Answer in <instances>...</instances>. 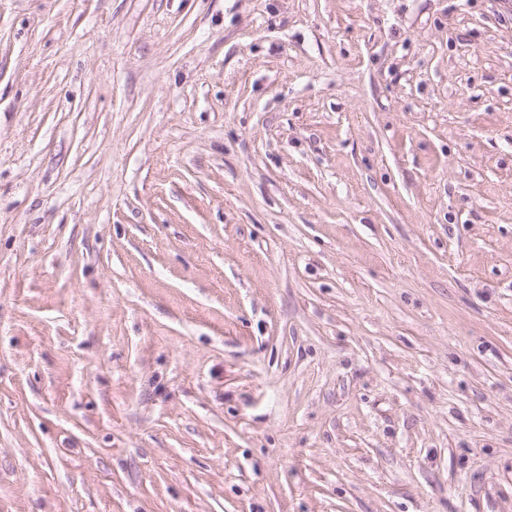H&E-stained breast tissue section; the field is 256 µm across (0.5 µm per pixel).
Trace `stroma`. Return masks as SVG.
Returning <instances> with one entry per match:
<instances>
[{"label":"stroma","mask_w":512,"mask_h":512,"mask_svg":"<svg viewBox=\"0 0 512 512\" xmlns=\"http://www.w3.org/2000/svg\"><path fill=\"white\" fill-rule=\"evenodd\" d=\"M0 512H512V0H0Z\"/></svg>","instance_id":"35a3bbf8"}]
</instances>
